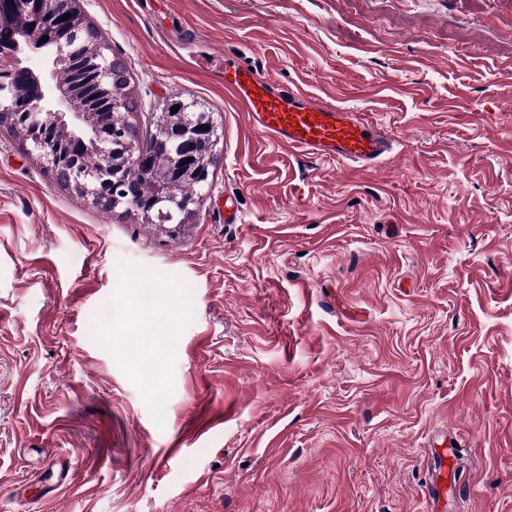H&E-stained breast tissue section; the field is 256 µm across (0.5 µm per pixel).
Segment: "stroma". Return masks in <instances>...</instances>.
Listing matches in <instances>:
<instances>
[{"instance_id": "obj_1", "label": "stroma", "mask_w": 512, "mask_h": 512, "mask_svg": "<svg viewBox=\"0 0 512 512\" xmlns=\"http://www.w3.org/2000/svg\"><path fill=\"white\" fill-rule=\"evenodd\" d=\"M79 3L140 125L177 93L222 131L177 233L0 132V512H512V0ZM228 59L394 155L274 144ZM441 432L460 493L428 503Z\"/></svg>"}]
</instances>
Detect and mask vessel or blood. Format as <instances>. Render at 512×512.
<instances>
[{
	"mask_svg": "<svg viewBox=\"0 0 512 512\" xmlns=\"http://www.w3.org/2000/svg\"><path fill=\"white\" fill-rule=\"evenodd\" d=\"M225 89L244 107L252 127L271 141L315 159L333 160L360 169L388 159L394 143L382 127L362 113L273 83L249 65H224ZM435 477L425 499L447 497L457 489L448 466L453 450L446 437L434 440Z\"/></svg>",
	"mask_w": 512,
	"mask_h": 512,
	"instance_id": "obj_1",
	"label": "vessel or blood"
}]
</instances>
